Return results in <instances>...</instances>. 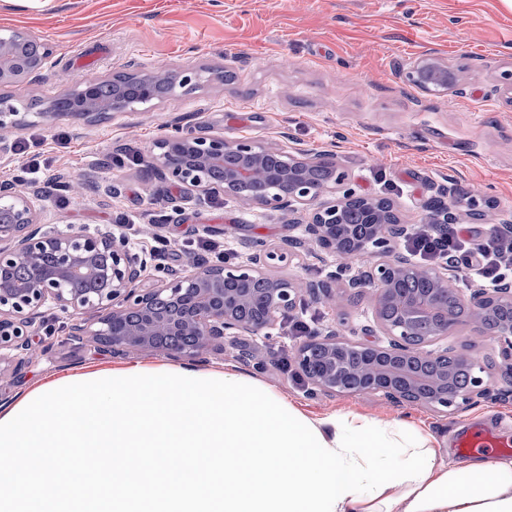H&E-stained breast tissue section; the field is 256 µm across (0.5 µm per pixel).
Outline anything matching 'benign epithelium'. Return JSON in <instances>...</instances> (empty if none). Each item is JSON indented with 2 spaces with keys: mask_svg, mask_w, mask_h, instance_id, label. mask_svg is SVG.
Returning a JSON list of instances; mask_svg holds the SVG:
<instances>
[{
  "mask_svg": "<svg viewBox=\"0 0 512 512\" xmlns=\"http://www.w3.org/2000/svg\"><path fill=\"white\" fill-rule=\"evenodd\" d=\"M53 58L52 48L23 29H0V86L32 78ZM127 77L140 81L150 98L153 85L187 86L195 73L164 65L144 70L131 63ZM423 91L442 93L453 82L448 65L428 55L405 72ZM89 80L61 97L88 121L99 120L122 105L123 90ZM148 170L160 179L189 186L200 196H225L263 209L293 211L325 192L336 198L320 205L305 225V237L287 247L268 250L256 244L236 264L194 265L181 274L166 271L154 288L138 282L152 269L147 251H133L127 239L110 230L85 228L45 232L38 222L36 200L16 185H0V363L18 372L35 354L34 329L45 326L52 311L70 319L63 342L75 349L95 343L114 355L154 352L171 357H198L229 336H268L294 315L306 298L338 311L343 296L324 281H293L271 268L300 257L310 245L335 256L348 268L376 257L345 280L341 288L371 302L373 324L363 335L384 339L353 342L332 325L322 326L301 342L294 362L312 388L325 394H376L411 405L459 411L510 391L491 385V368L512 382V282L480 288L463 297L452 264L422 265L398 251L408 233L392 206L353 188L332 155L308 158L248 138L228 139L201 129L168 135L155 144ZM87 180L73 173L59 183L72 195ZM469 311L473 329L499 346L498 360L474 361L438 347L456 320L448 316V297ZM471 366L468 386L460 391L448 372V360Z\"/></svg>",
  "mask_w": 512,
  "mask_h": 512,
  "instance_id": "7a95c632",
  "label": "benign epithelium"
}]
</instances>
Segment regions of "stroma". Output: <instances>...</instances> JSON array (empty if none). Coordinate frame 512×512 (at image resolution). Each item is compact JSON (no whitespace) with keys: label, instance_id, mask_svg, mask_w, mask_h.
Masks as SVG:
<instances>
[{"label":"stroma","instance_id":"1","mask_svg":"<svg viewBox=\"0 0 512 512\" xmlns=\"http://www.w3.org/2000/svg\"><path fill=\"white\" fill-rule=\"evenodd\" d=\"M22 27L53 47L54 66L0 88L16 108L0 144L35 138L44 165L27 179L41 196L48 232L70 227L116 230L126 216L134 250L155 238L177 241L164 266L181 269L206 240L242 256L241 239L271 248L304 235L311 213L261 209L222 196L200 197L165 184L138 165L100 167L99 158L132 148L148 154L159 138L208 128L289 151H330L359 192L388 200L402 223L417 224L429 207L450 205L473 233L465 198L481 190L495 218L512 216V0H0V27ZM435 54L455 83L441 94L408 83L403 68ZM164 63L196 71V86L163 100L135 103L103 120L34 112L46 99L79 82L125 72L129 63ZM82 171L89 189L58 197L52 182ZM67 319L54 334L38 330L39 356L12 373L0 370V397L16 401L48 380L124 360L107 349L65 345ZM301 338L290 324L276 327L256 350L257 364L237 361L239 340L210 351L205 369L256 376L315 415L352 410L370 418L411 417L448 442L447 458L468 459L457 448L462 431L512 439V401H484L456 413L395 403L382 394L313 395L289 368ZM449 349L496 358L491 337L460 322L444 340Z\"/></svg>","mask_w":512,"mask_h":512}]
</instances>
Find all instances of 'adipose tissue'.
<instances>
[{
  "label": "adipose tissue",
  "instance_id": "obj_1",
  "mask_svg": "<svg viewBox=\"0 0 512 512\" xmlns=\"http://www.w3.org/2000/svg\"><path fill=\"white\" fill-rule=\"evenodd\" d=\"M0 512H512V458L404 419L310 414L257 378L140 362L0 413Z\"/></svg>",
  "mask_w": 512,
  "mask_h": 512
}]
</instances>
